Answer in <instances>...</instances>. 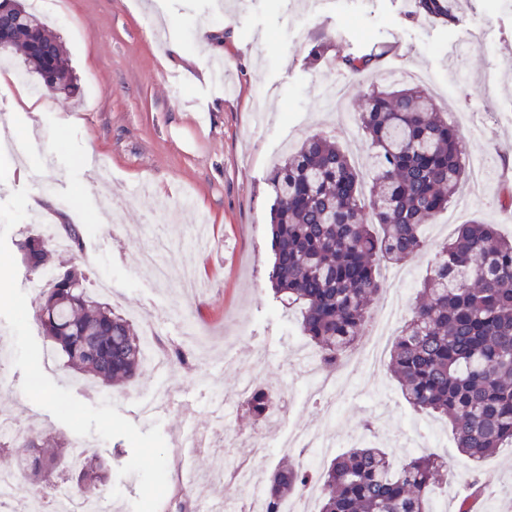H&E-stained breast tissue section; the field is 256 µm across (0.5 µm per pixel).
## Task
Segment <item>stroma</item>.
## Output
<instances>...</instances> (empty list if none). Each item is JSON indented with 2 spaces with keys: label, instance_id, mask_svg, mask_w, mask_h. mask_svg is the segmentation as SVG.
<instances>
[{
  "label": "stroma",
  "instance_id": "35a3bbf8",
  "mask_svg": "<svg viewBox=\"0 0 512 512\" xmlns=\"http://www.w3.org/2000/svg\"><path fill=\"white\" fill-rule=\"evenodd\" d=\"M457 24L416 21L410 0H333L314 11L308 0H45L42 16L61 40L74 74L70 93L37 87L18 59L0 62L11 77V97L0 99V121L14 137L35 131L40 144L19 161L0 151V202L21 188L46 199L56 220L66 204L77 209L79 250L68 260L88 285L106 276V302L119 313L151 316L163 340L188 343L182 317L218 343L208 362L189 371L169 367L163 376L143 370L133 387L112 397L118 411L148 432L159 425L167 444L168 475L193 467L205 492L221 491L215 458L234 462L244 439L260 422L235 397L243 376L271 391L278 403L268 426L287 440L293 426L325 425L336 452L359 441L392 449L403 460L415 444L441 456L457 484H439L432 500L455 512L470 462L461 456L446 423L413 414L387 372L357 370L336 391V418L322 423L310 400L308 379L292 353L308 348L296 314L285 312L268 280L272 166L307 136L335 139L369 185V152L358 114L369 85L384 86L389 71L400 83L420 86L464 137L466 164L480 163V182H466L448 210L426 228L430 242L457 225L480 221L512 234V210L498 198L512 184V0H456ZM224 40L218 54L200 45L202 27ZM327 43L329 56L373 52L381 65L370 81L358 80L308 58ZM221 61L224 84L207 82L202 68ZM118 216L108 233L103 212ZM208 226L209 251L186 243L196 222ZM177 245L165 257L172 271L191 265L203 283L190 301L174 288L156 286L141 269V250L157 231ZM265 365L252 370L256 352ZM171 398L163 412H144L158 382ZM13 364L0 372V415L17 428L66 436L70 430L32 403ZM225 397L230 437L219 450L191 454L176 437L210 423L208 407ZM88 454L108 461L113 512H132L138 478L119 476L131 458L128 441L88 436ZM483 478L492 494L490 512H512V450L489 457Z\"/></svg>",
  "mask_w": 512,
  "mask_h": 512
}]
</instances>
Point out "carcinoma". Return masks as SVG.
<instances>
[{"label": "carcinoma", "instance_id": "cac0c4a2", "mask_svg": "<svg viewBox=\"0 0 512 512\" xmlns=\"http://www.w3.org/2000/svg\"><path fill=\"white\" fill-rule=\"evenodd\" d=\"M454 0H412L413 16L457 22ZM16 22L0 54H19L53 89L68 91L72 73L61 45L43 19L11 0ZM330 62L353 76L378 69L375 54L344 55ZM359 122L370 151L369 199L361 198L359 175L345 152L322 134H312L274 165L272 203L274 294L300 314V328L314 345L320 366L336 370L371 319L383 290L379 261L399 264L425 249L426 225L448 208L466 176L464 143L424 88H371ZM25 257L29 271L48 274L47 234ZM34 317L67 365L112 394L144 367L142 336L108 303L92 296L74 267L51 276ZM172 362L195 366L191 349L165 346ZM388 369L405 400L418 413L442 417L456 447L479 463L512 448V236L496 224L460 225L437 246L409 316L392 344ZM252 411L266 419L272 396L253 389ZM72 440L42 438L28 431L0 448H15V474L27 477L58 468ZM71 496L100 498L106 468L86 458L67 463ZM447 465L434 454H416L395 464L382 448L356 445L335 456L318 475L320 512H433L431 493ZM310 480L299 463L280 466L267 484V512ZM486 486L470 484L458 512H476Z\"/></svg>", "mask_w": 512, "mask_h": 512}]
</instances>
